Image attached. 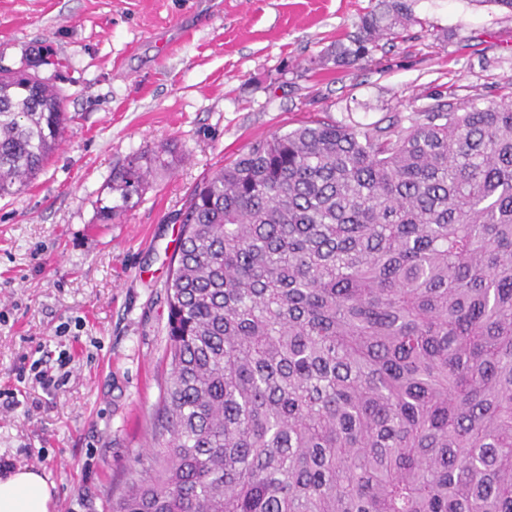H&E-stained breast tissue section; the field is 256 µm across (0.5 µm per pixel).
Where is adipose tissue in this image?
Returning <instances> with one entry per match:
<instances>
[{"label":"adipose tissue","instance_id":"adipose-tissue-1","mask_svg":"<svg viewBox=\"0 0 512 512\" xmlns=\"http://www.w3.org/2000/svg\"><path fill=\"white\" fill-rule=\"evenodd\" d=\"M55 485L35 468L0 475V512H53Z\"/></svg>","mask_w":512,"mask_h":512}]
</instances>
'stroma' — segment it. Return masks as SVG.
Wrapping results in <instances>:
<instances>
[{"mask_svg": "<svg viewBox=\"0 0 512 512\" xmlns=\"http://www.w3.org/2000/svg\"><path fill=\"white\" fill-rule=\"evenodd\" d=\"M379 0H0V69L47 52L64 97L59 150L0 199V456L42 470L54 512H107L153 444L168 373L167 281L194 188L257 140L318 115L361 128L429 96L486 105L512 80V14L489 0H411L414 24L369 61L312 66ZM165 147L140 199L101 221L112 171ZM71 377L17 382L21 360ZM60 373L58 375H52L47 370L42 368V361L37 359L27 367V365L16 368V376L20 382L26 380V377L30 378L33 376L35 382H37L42 389L49 390L50 388H57L65 385L70 378V371L65 368L70 364L71 355L70 353H61L57 359ZM62 371V372H61Z\"/></svg>", "mask_w": 512, "mask_h": 512, "instance_id": "stroma-1", "label": "stroma"}]
</instances>
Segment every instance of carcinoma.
<instances>
[{"label":"carcinoma","instance_id":"carcinoma-1","mask_svg":"<svg viewBox=\"0 0 512 512\" xmlns=\"http://www.w3.org/2000/svg\"><path fill=\"white\" fill-rule=\"evenodd\" d=\"M416 22L381 0L353 65ZM359 129L313 119L196 186L168 285L153 448L110 512H512V82ZM68 117L0 71V198ZM114 172L110 221L166 166Z\"/></svg>","mask_w":512,"mask_h":512}]
</instances>
